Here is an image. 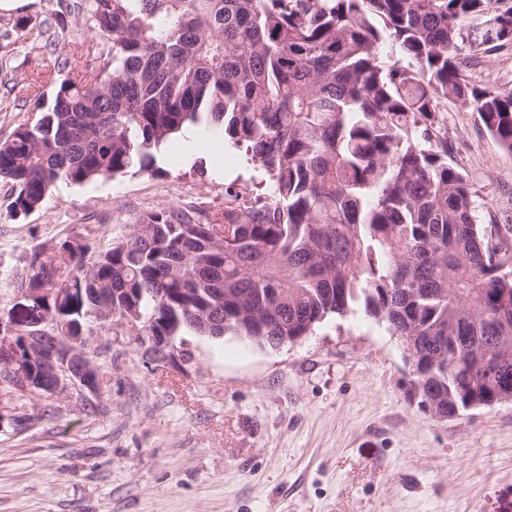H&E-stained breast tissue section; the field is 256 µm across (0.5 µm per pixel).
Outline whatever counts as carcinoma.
Returning <instances> with one entry per match:
<instances>
[{
    "mask_svg": "<svg viewBox=\"0 0 512 512\" xmlns=\"http://www.w3.org/2000/svg\"><path fill=\"white\" fill-rule=\"evenodd\" d=\"M505 0H75L102 39L55 62L51 108L0 140L9 213L61 181L149 169L190 125L216 129L263 170L224 214H143L97 249L65 240L29 258L21 321L82 336L233 337L275 348L357 306L416 364L418 405L441 417L512 392V242L479 222L437 112L453 97L512 155V89L463 78L464 52L512 41ZM492 35L463 23L487 13ZM392 42L409 64L383 66ZM52 312L47 323L40 310Z\"/></svg>",
    "mask_w": 512,
    "mask_h": 512,
    "instance_id": "cac0c4a2",
    "label": "carcinoma"
}]
</instances>
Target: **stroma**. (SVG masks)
<instances>
[{
	"instance_id": "1",
	"label": "stroma",
	"mask_w": 512,
	"mask_h": 512,
	"mask_svg": "<svg viewBox=\"0 0 512 512\" xmlns=\"http://www.w3.org/2000/svg\"><path fill=\"white\" fill-rule=\"evenodd\" d=\"M58 0L0 8V138L51 103L55 82L31 84L74 42L95 44L86 14L48 28ZM480 87L512 88V43L469 59ZM439 131L468 175L480 222L512 224V156L479 115L443 103ZM150 173L61 182L42 206L11 217L0 182V299L18 294L32 251L69 239L96 247L160 208L224 210V190L263 178L225 146L180 163L182 139ZM154 363L133 336L109 330L87 350L92 393L72 385L26 395L0 423V512H512V403L443 421L409 394L397 337L364 309L330 316L276 348L188 331Z\"/></svg>"
}]
</instances>
